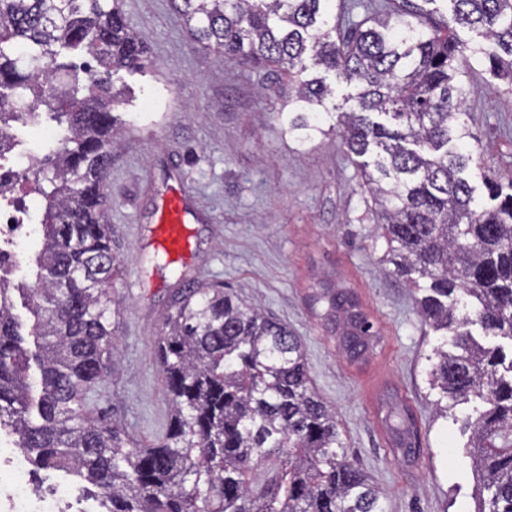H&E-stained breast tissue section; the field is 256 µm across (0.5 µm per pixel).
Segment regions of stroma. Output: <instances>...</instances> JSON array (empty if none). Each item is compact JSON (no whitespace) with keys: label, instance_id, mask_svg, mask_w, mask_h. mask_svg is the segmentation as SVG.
<instances>
[{"label":"stroma","instance_id":"35a3bbf8","mask_svg":"<svg viewBox=\"0 0 512 512\" xmlns=\"http://www.w3.org/2000/svg\"><path fill=\"white\" fill-rule=\"evenodd\" d=\"M148 52L124 74L133 102L112 143L108 185L113 358L89 407L139 443L164 432L171 406L155 345L189 289L224 285L299 338L314 391L336 414L347 457L371 478L386 512H473L475 478L459 424L436 414L429 358L442 337L419 316L418 290L393 275L372 199L339 137L298 144L256 93L258 77L193 44L170 0H120ZM467 100L485 166L512 175V95L475 76ZM186 204L181 255L160 246L168 194ZM351 289L380 340L365 361L337 348L311 296ZM398 389L419 419L422 453L397 461L376 418Z\"/></svg>","mask_w":512,"mask_h":512}]
</instances>
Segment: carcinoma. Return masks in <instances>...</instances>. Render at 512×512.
Here are the masks:
<instances>
[{
  "label": "carcinoma",
  "mask_w": 512,
  "mask_h": 512,
  "mask_svg": "<svg viewBox=\"0 0 512 512\" xmlns=\"http://www.w3.org/2000/svg\"><path fill=\"white\" fill-rule=\"evenodd\" d=\"M170 2L194 43L263 76L288 137L336 134L362 158L394 272L424 291L419 315L450 339L429 370L436 414L482 405L463 422L474 512H512V177L486 171L466 108L480 71L512 95V0H444L445 13L439 0ZM465 28L478 39L462 40ZM63 49L99 69L57 64L65 99L33 101L49 77L42 59ZM143 67L119 0H0V101H20L19 121L58 128L49 167L32 172L44 201L37 287L0 260V430L38 468L75 475L100 512H386L347 459L299 338L219 284L182 296L159 338L165 435L143 447L87 418L117 324L107 186L126 93L114 76ZM341 84L355 90L348 112L336 105ZM314 302L347 359H364L378 336L354 292L322 288ZM376 416L394 455L418 461L417 417L398 391Z\"/></svg>",
  "instance_id": "carcinoma-1"
}]
</instances>
